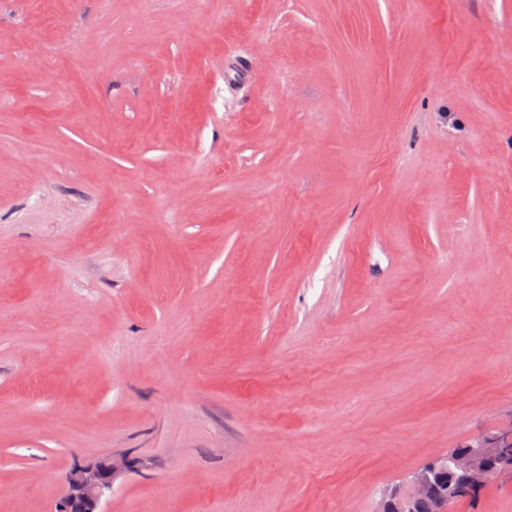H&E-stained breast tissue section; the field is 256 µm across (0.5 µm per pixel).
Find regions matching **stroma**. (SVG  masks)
Returning <instances> with one entry per match:
<instances>
[{
    "instance_id": "obj_1",
    "label": "stroma",
    "mask_w": 512,
    "mask_h": 512,
    "mask_svg": "<svg viewBox=\"0 0 512 512\" xmlns=\"http://www.w3.org/2000/svg\"><path fill=\"white\" fill-rule=\"evenodd\" d=\"M508 427L512 0H0V512H373ZM118 470L112 458L69 470L64 476L67 491L57 512H103L102 498L112 490ZM437 471L435 469L421 470L402 484L384 487L380 492L383 507L394 499L411 497L414 492L425 491L432 483Z\"/></svg>"
}]
</instances>
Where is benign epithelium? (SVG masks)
<instances>
[{
	"instance_id": "7a95c632",
	"label": "benign epithelium",
	"mask_w": 512,
	"mask_h": 512,
	"mask_svg": "<svg viewBox=\"0 0 512 512\" xmlns=\"http://www.w3.org/2000/svg\"><path fill=\"white\" fill-rule=\"evenodd\" d=\"M119 466L107 458L85 466L74 467L64 476L66 494L57 505V512H103L102 498L112 491ZM512 471V432L492 437V441L455 449L446 455L448 485L459 489H478L485 482ZM437 471L421 470L402 484L384 487L380 492L382 504L397 498L409 497L426 490Z\"/></svg>"
}]
</instances>
